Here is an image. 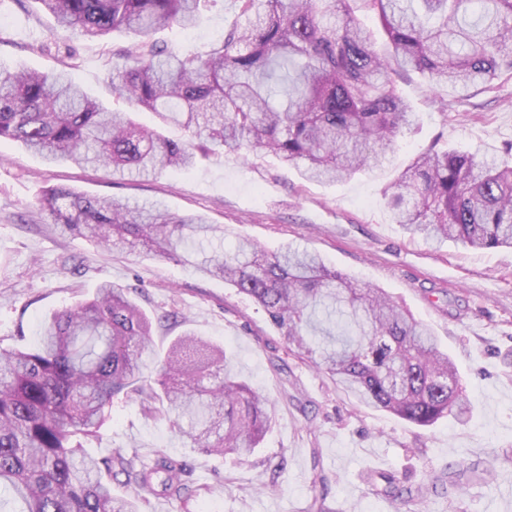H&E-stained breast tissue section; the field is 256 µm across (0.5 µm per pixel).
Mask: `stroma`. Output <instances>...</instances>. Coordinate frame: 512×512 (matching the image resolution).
<instances>
[{"label":"stroma","mask_w":512,"mask_h":512,"mask_svg":"<svg viewBox=\"0 0 512 512\" xmlns=\"http://www.w3.org/2000/svg\"><path fill=\"white\" fill-rule=\"evenodd\" d=\"M234 0H207L197 27L157 33L159 44L185 54L206 51L238 21ZM37 0H0V66L67 71L108 108L140 125L153 113L115 99L112 53L124 37L90 40L54 33ZM397 88L417 114L384 165L335 184L305 180L297 169L257 150L248 160L213 156L189 171L149 178L111 169L46 164L22 144L0 141V347L38 340L43 318L93 294L109 280L136 288L150 315L167 316L153 345L164 352L192 331L233 355V369L274 406L269 431L248 456H217L191 447L139 402H115L90 452L184 460L189 501L151 497L140 512H397L374 492L371 476L397 474L424 487L422 512H512V248L475 250L448 241L434 249L390 219L385 192L409 162L431 147L503 157L512 143V75L441 106L438 91L408 72ZM53 186L160 204L204 216L223 227L224 247L246 237L268 251L300 245L358 284L384 290L426 324L448 352L472 399L467 423L443 419L428 427L358 405L307 358L290 352L262 308L223 280L158 256L116 252L60 236L35 208ZM466 460V472L454 469ZM495 462L484 480L472 468Z\"/></svg>","instance_id":"35a3bbf8"}]
</instances>
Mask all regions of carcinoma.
I'll list each match as a JSON object with an SVG mask.
<instances>
[{
    "instance_id": "1",
    "label": "carcinoma",
    "mask_w": 512,
    "mask_h": 512,
    "mask_svg": "<svg viewBox=\"0 0 512 512\" xmlns=\"http://www.w3.org/2000/svg\"><path fill=\"white\" fill-rule=\"evenodd\" d=\"M64 32L133 39L113 53L112 93L134 101L172 139L109 112L66 74L0 70V141L49 163H99L120 175L189 169L198 155L256 149L312 180L334 183L378 163L416 120L395 76L414 71L455 98L512 72V0H235L244 23L223 42L183 56L151 35L194 27L204 0H36ZM372 13L390 52L376 50L356 13ZM36 209L64 235L192 264L252 298L288 344L358 403L418 426L472 403L434 336L380 288L362 287L316 254L286 245L268 252L247 238L226 252L200 215L138 208L117 198L49 188ZM390 212L406 233L476 249L512 247V164L430 149L391 186ZM336 317L347 336L318 341L312 317ZM152 320L110 281L45 318L33 348L0 349V512H138L112 494V477L145 496L188 498L184 461L96 459L119 398L137 397L150 415L207 453L249 454L272 423V404L233 373L223 347L186 333L164 358ZM149 360L153 378L143 376ZM378 493L408 505L420 489L393 474Z\"/></svg>"
}]
</instances>
